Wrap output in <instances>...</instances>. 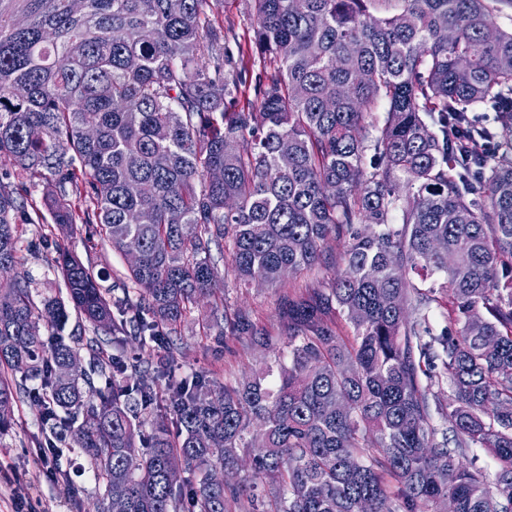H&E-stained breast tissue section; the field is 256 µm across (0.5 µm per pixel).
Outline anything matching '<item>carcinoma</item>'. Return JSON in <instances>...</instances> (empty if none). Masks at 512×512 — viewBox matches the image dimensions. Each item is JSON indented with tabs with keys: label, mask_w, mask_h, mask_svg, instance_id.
<instances>
[{
	"label": "carcinoma",
	"mask_w": 512,
	"mask_h": 512,
	"mask_svg": "<svg viewBox=\"0 0 512 512\" xmlns=\"http://www.w3.org/2000/svg\"><path fill=\"white\" fill-rule=\"evenodd\" d=\"M83 2L0 0V435L34 401L46 441L89 460L98 512H512V154L459 163L466 136L512 145V28L496 22L512 0H250L263 73L243 106L223 0ZM38 180L57 230L138 253L121 294L58 248L68 301L37 297L20 268L39 209L20 190ZM330 240L345 271L281 300L278 385L196 372L168 388L176 437L141 430L198 301L214 298L207 335L266 344L225 308L217 259L281 282L327 263ZM412 273L443 276L448 325ZM68 302L95 333L80 372L43 336ZM145 340L167 349L150 368L102 350ZM475 448L490 483L463 462ZM245 455L250 484L218 476Z\"/></svg>",
	"instance_id": "cac0c4a2"
}]
</instances>
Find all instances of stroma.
Returning <instances> with one entry per match:
<instances>
[{"instance_id":"35a3bbf8","label":"stroma","mask_w":512,"mask_h":512,"mask_svg":"<svg viewBox=\"0 0 512 512\" xmlns=\"http://www.w3.org/2000/svg\"><path fill=\"white\" fill-rule=\"evenodd\" d=\"M221 18L225 34L235 36L243 50L235 54L237 67H251L255 56L254 33L250 20L249 0H224ZM44 192L43 183L28 185L27 194L34 203L40 204ZM41 224L25 226L22 244L26 250L24 271L35 280L38 291L66 297L67 290L60 272L49 263L50 251L38 245L40 225L50 224L48 209L42 208ZM69 247L85 265L103 274V288H111L127 272V261L113 251L108 241L101 238L87 239L85 234L74 235L66 240ZM327 249L333 259L330 265L319 266L286 278L282 285L268 287L253 281L237 280L228 262L218 264V285L224 290L225 303L234 310H242L270 337L271 348L255 346L246 336H225L215 341L207 336L199 320L210 307L209 301H200L172 335L176 351L175 362L168 376L157 383L158 393H165L168 385L179 382L192 373L204 371L218 383H237L252 373L266 369L273 361L272 347L281 346L284 340V323L278 314L281 296L298 288H324L343 273L345 264L341 250L335 242H328ZM13 428L0 436V473L9 477L0 485V501L16 496L24 500L28 512H96L100 490L85 455L78 448L59 446L58 467L65 470L76 492L62 497L55 481L40 470L37 463L38 449L45 445L40 414L28 400L17 401L13 408Z\"/></svg>"}]
</instances>
